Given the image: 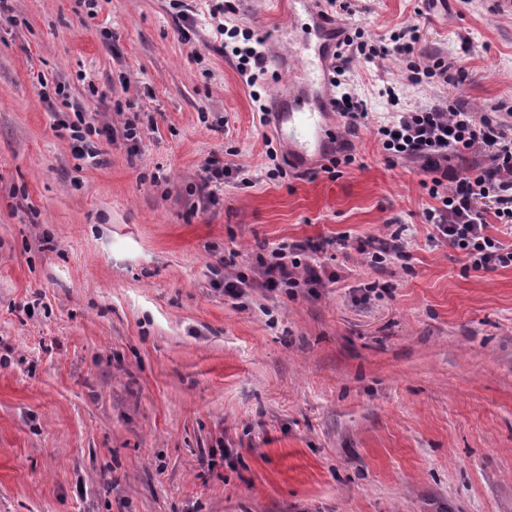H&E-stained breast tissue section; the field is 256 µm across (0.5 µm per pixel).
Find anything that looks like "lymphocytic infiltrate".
Returning a JSON list of instances; mask_svg holds the SVG:
<instances>
[{
  "instance_id": "obj_1",
  "label": "lymphocytic infiltrate",
  "mask_w": 512,
  "mask_h": 512,
  "mask_svg": "<svg viewBox=\"0 0 512 512\" xmlns=\"http://www.w3.org/2000/svg\"><path fill=\"white\" fill-rule=\"evenodd\" d=\"M221 49L237 59V70L248 87L255 88L264 74V45L261 37L240 32L238 27L218 25ZM419 39L418 29L406 26L389 38L365 40L362 31L344 35L336 43L330 84L338 89L350 79L349 66L354 59H384L390 56L406 61V78L412 84L430 79H447L450 63L441 58L413 59ZM333 105L345 120L349 135L371 125L367 105L357 96L334 95ZM375 125V124H372ZM376 138L389 159L420 161L426 175L422 183L433 198L432 206L422 211L424 223L430 224L428 242L447 240L461 251L473 270L512 267V248L507 249L488 233L490 223L512 229V125L501 119L479 116L466 108L462 97L447 104L419 105L393 113L391 120L375 125ZM478 152L484 157L479 166L465 165L466 155ZM460 166H453V159ZM409 227L387 225L382 236L360 245L372 266L394 259H405ZM346 249L348 239L339 236L330 242L304 244L282 243L264 262L262 276L269 288H298L322 282L320 266L301 262L300 256L318 253L327 246Z\"/></svg>"
}]
</instances>
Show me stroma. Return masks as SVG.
<instances>
[{
	"mask_svg": "<svg viewBox=\"0 0 512 512\" xmlns=\"http://www.w3.org/2000/svg\"><path fill=\"white\" fill-rule=\"evenodd\" d=\"M183 2L0 7V512H512V267L429 243L423 173L373 129L339 176L290 163L251 99L287 75L247 87L209 0ZM230 4L268 57L303 44L275 0ZM355 5L337 27L417 26L469 111L512 106V0ZM351 79L378 123L447 95L392 57ZM84 105L112 129L95 159L67 129ZM213 156L236 172L212 203ZM392 220L410 258L378 269L357 247ZM341 234L331 281L264 288L279 244Z\"/></svg>",
	"mask_w": 512,
	"mask_h": 512,
	"instance_id": "35a3bbf8",
	"label": "stroma"
}]
</instances>
